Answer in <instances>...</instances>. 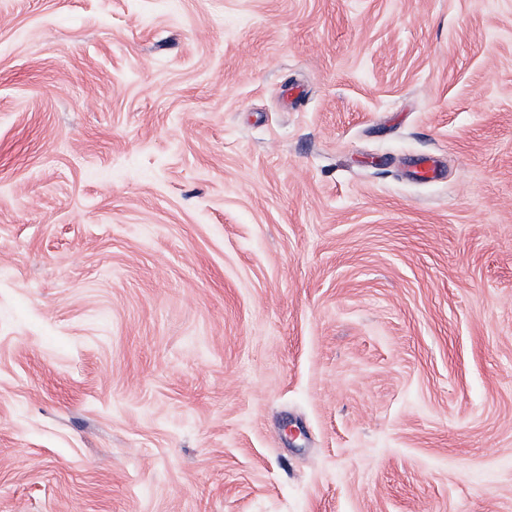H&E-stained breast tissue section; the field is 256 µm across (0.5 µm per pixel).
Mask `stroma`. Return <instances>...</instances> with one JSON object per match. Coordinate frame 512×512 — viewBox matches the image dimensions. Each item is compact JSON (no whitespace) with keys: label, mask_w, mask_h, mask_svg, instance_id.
Masks as SVG:
<instances>
[{"label":"stroma","mask_w":512,"mask_h":512,"mask_svg":"<svg viewBox=\"0 0 512 512\" xmlns=\"http://www.w3.org/2000/svg\"><path fill=\"white\" fill-rule=\"evenodd\" d=\"M0 512H512V0H0Z\"/></svg>","instance_id":"stroma-1"}]
</instances>
